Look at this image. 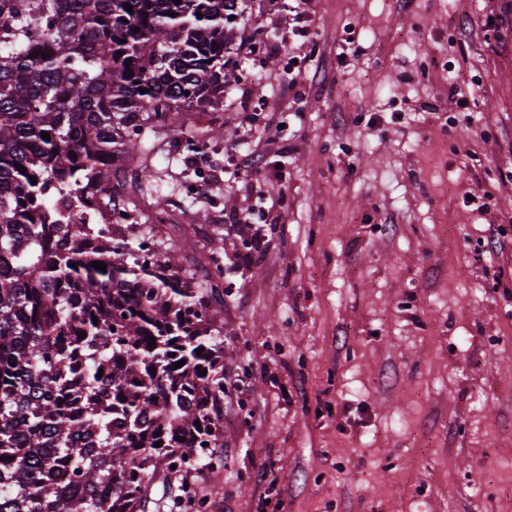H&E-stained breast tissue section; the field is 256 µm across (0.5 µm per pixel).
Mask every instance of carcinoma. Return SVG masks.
I'll list each match as a JSON object with an SVG mask.
<instances>
[{
	"label": "carcinoma",
	"mask_w": 512,
	"mask_h": 512,
	"mask_svg": "<svg viewBox=\"0 0 512 512\" xmlns=\"http://www.w3.org/2000/svg\"><path fill=\"white\" fill-rule=\"evenodd\" d=\"M235 3L34 0L0 43V512H139L159 471L216 460L224 326L176 253H141L114 182L136 157L149 178L146 133L183 131L236 79ZM217 136L214 116L190 139Z\"/></svg>",
	"instance_id": "carcinoma-1"
}]
</instances>
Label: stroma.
I'll return each instance as SVG.
<instances>
[{"label":"stroma","mask_w":512,"mask_h":512,"mask_svg":"<svg viewBox=\"0 0 512 512\" xmlns=\"http://www.w3.org/2000/svg\"><path fill=\"white\" fill-rule=\"evenodd\" d=\"M239 6L229 137L169 138L137 191L195 284L214 244L230 267L222 460L190 488L207 512H512V0H310L278 52L287 12ZM251 151L263 176L227 163Z\"/></svg>","instance_id":"stroma-1"}]
</instances>
